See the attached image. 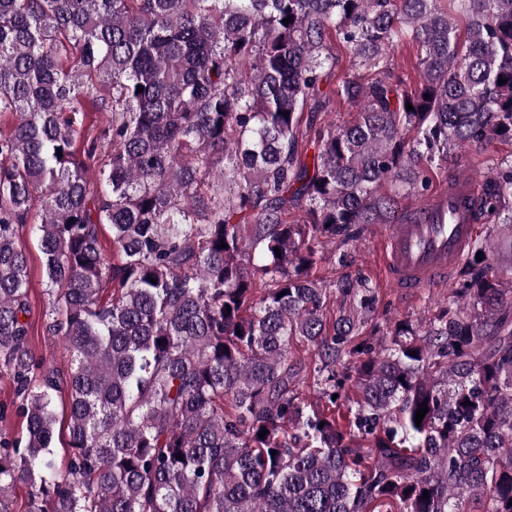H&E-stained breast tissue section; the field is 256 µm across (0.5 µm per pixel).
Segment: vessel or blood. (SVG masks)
Masks as SVG:
<instances>
[{
  "label": "vessel or blood",
  "mask_w": 512,
  "mask_h": 512,
  "mask_svg": "<svg viewBox=\"0 0 512 512\" xmlns=\"http://www.w3.org/2000/svg\"><path fill=\"white\" fill-rule=\"evenodd\" d=\"M475 191L471 179L457 177L418 206L409 221L390 226L381 253L391 287L414 293L447 284L477 234L478 225L465 206Z\"/></svg>",
  "instance_id": "1"
}]
</instances>
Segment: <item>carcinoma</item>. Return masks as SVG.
Listing matches in <instances>:
<instances>
[{
	"instance_id": "carcinoma-1",
	"label": "carcinoma",
	"mask_w": 512,
	"mask_h": 512,
	"mask_svg": "<svg viewBox=\"0 0 512 512\" xmlns=\"http://www.w3.org/2000/svg\"><path fill=\"white\" fill-rule=\"evenodd\" d=\"M337 40L352 74L324 91ZM336 97L356 107L339 126ZM6 114L0 376L27 434L0 428V512L18 485L28 512H512V265L492 262L512 160L472 202L505 233L431 317L357 344L375 288L315 274L326 246L344 266L367 225L408 220L449 151L512 143V0H0ZM36 208L65 371L27 341ZM393 62L395 65V74L403 78L407 76L415 77L414 65L416 62V50L411 43L403 41L393 51ZM55 458L60 471H64L68 462V453L66 447V408L58 403V423L56 426L55 437Z\"/></svg>"
}]
</instances>
